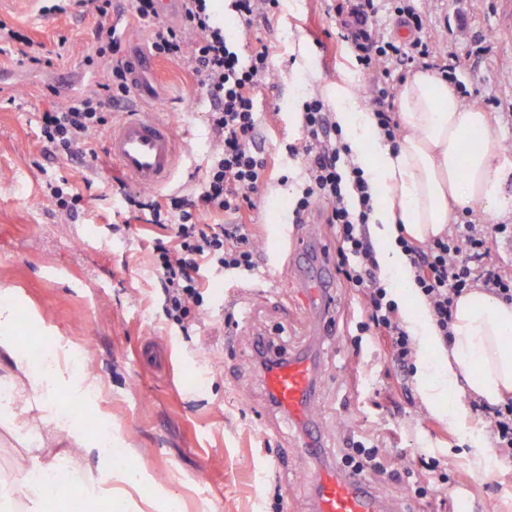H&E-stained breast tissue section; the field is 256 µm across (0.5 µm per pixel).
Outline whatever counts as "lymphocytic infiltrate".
<instances>
[{"mask_svg":"<svg viewBox=\"0 0 512 512\" xmlns=\"http://www.w3.org/2000/svg\"><path fill=\"white\" fill-rule=\"evenodd\" d=\"M345 9L347 16L339 36L354 44L357 64L375 76L377 134L382 142L397 146L399 124L393 115L394 79L389 62L416 61L436 67L448 79L453 77L456 64L441 62V49L435 41L418 37L395 42L381 36L376 0H348ZM132 10L138 23L149 31L154 55L185 62L211 103L206 123L212 149L192 192L145 199L130 194L124 197L129 209L148 214L150 223L173 228L168 241L155 244L153 271L164 291L167 318L185 330L206 313L204 295L211 286V271L250 275L255 270V237L242 218L253 209L254 196L268 173V159L255 142V92L274 77L271 53L261 46L241 57L223 25L214 20L211 0H185L178 27L159 17L156 0H133ZM131 94L130 70L119 62L103 71L95 89L42 112L40 137L45 156L63 155L78 160L82 167H92L98 158L96 141L113 111ZM299 111L303 142L285 148L289 155H303L306 164L304 185L294 197L293 219L303 222L315 205H322L326 223L339 229L337 270L364 297L361 332L383 337L395 361L408 367L414 344L367 234L374 195L365 172L353 163L342 129L320 96L303 99ZM503 231L499 224L479 226L466 221L456 225L451 236L433 239L422 247L399 238L441 336H450L454 302L474 283H483L503 301L512 303V281L476 264L488 243ZM389 473L422 498L428 495L432 482L449 481L447 460L436 456L421 458L419 466L408 465Z\"/></svg>","mask_w":512,"mask_h":512,"instance_id":"obj_1","label":"lymphocytic infiltrate"}]
</instances>
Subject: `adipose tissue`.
<instances>
[{"instance_id": "1", "label": "adipose tissue", "mask_w": 512, "mask_h": 512, "mask_svg": "<svg viewBox=\"0 0 512 512\" xmlns=\"http://www.w3.org/2000/svg\"><path fill=\"white\" fill-rule=\"evenodd\" d=\"M336 103V119L377 196L371 223L374 247L389 276L396 296H409L412 311L403 322L434 359L422 360L417 384L430 409L464 433L473 450L475 471L492 468L486 435L471 431V407L466 394L489 405L512 392V304L480 289L457 297L453 307L452 335L442 339L433 324L429 306L420 293L399 235L425 242L443 236L458 209L469 207L498 220H512V157L508 156L494 119L480 106L465 103L453 83L436 71L419 68L398 89V119L402 138L397 147L377 145L374 118L363 105L357 85L344 81L330 91ZM18 297L0 289V355L11 357L13 368L6 383L12 392L10 423L27 422L32 411L52 418L58 431L85 453L95 448L83 430L69 417L57 413L60 393L79 399L93 393L94 377L77 373L72 351L62 348L43 369L31 367L17 354L15 333ZM34 476L23 482V512H38L45 498L57 491L48 476L56 466L51 458L31 451ZM105 477L85 471L82 496L86 512H100L112 502L128 512L136 502L137 472L132 466L105 464Z\"/></svg>"}]
</instances>
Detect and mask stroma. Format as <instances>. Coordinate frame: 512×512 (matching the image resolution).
<instances>
[{"label": "stroma", "mask_w": 512, "mask_h": 512, "mask_svg": "<svg viewBox=\"0 0 512 512\" xmlns=\"http://www.w3.org/2000/svg\"><path fill=\"white\" fill-rule=\"evenodd\" d=\"M410 3L423 21L421 37L455 57V82L467 90V102L485 106L512 145V0ZM42 5L0 0V19L22 26L53 61L35 68L21 52L0 56V289H14L19 299V353L49 341L82 354L97 392L86 400L64 395L58 405L77 411V423L106 422L121 438L141 480L134 498L171 491L180 512H312L306 482L312 462L293 454L299 430L270 406L255 364L251 342L264 336L288 355L310 351L317 358L324 464L339 467L349 439L374 435L386 448V470L365 478L382 494L404 495L389 476L403 462L444 456L449 485L420 500L425 512H456L458 494L476 512H512V462L498 459L490 472H474L468 441L427 409L413 371L395 363L383 342L361 334V297L342 278L333 282L328 335H316L306 322L291 249L309 227L294 223L295 187L279 181L287 170L294 180L302 176L301 160L285 152L302 135L298 102L324 94L344 76L360 83L365 104L374 99L372 74L336 35L332 0H282L274 16L253 22L250 44L270 48L275 77L257 97L256 143L269 158V173L251 219L259 252L278 259L259 264L252 277L215 280L213 309L200 328L186 332L167 319L152 269L155 241L166 232L134 222L113 189L119 173L105 139L97 141L100 166L78 219H62L41 197L45 180L77 182L82 169L44 157L40 114L55 98L93 88L101 68L87 60L98 42L93 12L46 15ZM155 64L159 87L137 105L172 124L182 147L164 190L188 191L210 153L203 117L209 103L186 65L162 58ZM52 86L58 96L49 94ZM125 222L130 234H115L113 225ZM27 435L70 473L63 497L46 502L42 512H71L82 472L99 468V460L73 453L50 418L34 417L23 431L0 424V482L14 503L24 499L18 476L28 460Z\"/></svg>", "instance_id": "1"}]
</instances>
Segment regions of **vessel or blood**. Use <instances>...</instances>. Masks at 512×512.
Returning a JSON list of instances; mask_svg holds the SVG:
<instances>
[{
    "label": "vessel or blood",
    "mask_w": 512,
    "mask_h": 512,
    "mask_svg": "<svg viewBox=\"0 0 512 512\" xmlns=\"http://www.w3.org/2000/svg\"><path fill=\"white\" fill-rule=\"evenodd\" d=\"M108 150L134 183L158 189L171 178L179 153L176 135L168 122L151 112H131L108 132ZM307 311L329 321L335 298L326 277L330 267L317 239L302 242L293 257ZM275 409L288 413L302 427L297 443L300 454L322 453V430L314 420L318 401L317 371L312 358L295 356L264 375ZM315 512H416L409 498H387L358 474L319 467L311 475Z\"/></svg>",
    "instance_id": "1"
}]
</instances>
